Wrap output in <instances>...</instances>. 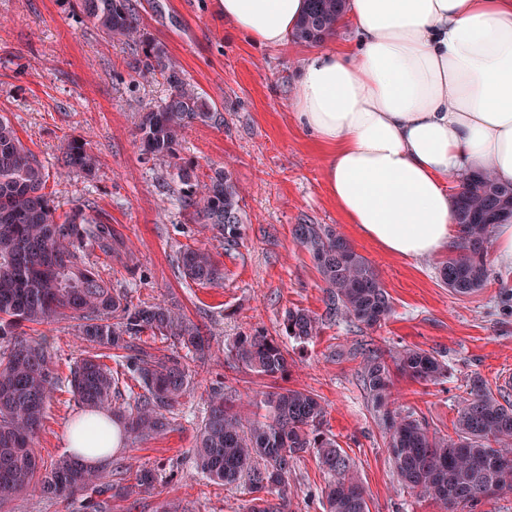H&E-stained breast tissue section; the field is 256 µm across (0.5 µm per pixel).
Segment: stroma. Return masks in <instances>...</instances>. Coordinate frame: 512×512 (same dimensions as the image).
<instances>
[{
  "label": "stroma",
  "instance_id": "obj_1",
  "mask_svg": "<svg viewBox=\"0 0 512 512\" xmlns=\"http://www.w3.org/2000/svg\"><path fill=\"white\" fill-rule=\"evenodd\" d=\"M142 31L166 46L169 58L208 98L222 124H194L177 159L146 158L136 135V113L168 93L162 77L136 79V57L125 43L100 33L78 0H0V115L43 163L47 188L60 211L84 206L115 236L112 253L88 246L85 261L133 302L180 307L202 325L210 344L205 363H190L194 388L171 415L165 434L116 451L136 467L159 470L162 482L135 500L101 497L105 512H249L242 485L217 486L194 469L192 448L206 413L211 384L225 383L251 410L268 378L230 367L225 347L239 334L262 330L282 339L288 371L278 384L316 394L327 407V428L353 460L370 512H440L417 498L393 468L360 380L368 348H418L444 360L437 382L393 379L397 405L441 434H453L457 406L471 377L512 399L499 381L512 369V268L488 253L490 276L478 292L460 297L440 276L447 255L421 261L391 256L345 223L323 178L324 153L296 120L290 99L312 44L255 43L224 23L215 0H136ZM80 139L97 157L95 173L62 174V156ZM204 176L229 170L243 209V240L225 252L208 224L191 223L178 205L176 163ZM330 224L379 272L393 305L391 316L369 328L325 324L300 345L282 334L287 309L323 312L324 283L311 255L292 235L297 224ZM188 246L212 251L223 285L185 282L177 257ZM78 322L60 318L27 327V337L54 352L59 384L48 404L35 451L44 462L67 453L66 426L82 410L64 382L83 346ZM328 479L313 453L290 476L295 512H322L318 493Z\"/></svg>",
  "mask_w": 512,
  "mask_h": 512
}]
</instances>
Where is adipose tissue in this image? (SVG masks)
Segmentation results:
<instances>
[{
	"mask_svg": "<svg viewBox=\"0 0 512 512\" xmlns=\"http://www.w3.org/2000/svg\"><path fill=\"white\" fill-rule=\"evenodd\" d=\"M252 41L287 42L306 0H216ZM353 40L306 55L290 105L324 148V180L346 223L407 260L449 251V182L490 172L512 183V0H348L336 23ZM97 417L67 426L84 464Z\"/></svg>",
	"mask_w": 512,
	"mask_h": 512,
	"instance_id": "1",
	"label": "adipose tissue"
}]
</instances>
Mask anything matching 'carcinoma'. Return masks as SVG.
Returning a JSON list of instances; mask_svg holds the SVG:
<instances>
[{
    "instance_id": "obj_1",
    "label": "carcinoma",
    "mask_w": 512,
    "mask_h": 512,
    "mask_svg": "<svg viewBox=\"0 0 512 512\" xmlns=\"http://www.w3.org/2000/svg\"><path fill=\"white\" fill-rule=\"evenodd\" d=\"M345 0H307L294 38L321 43L336 32ZM86 18L102 34L142 45L134 72L142 80L161 75L168 95L156 108L139 112L135 128L145 154L177 157L186 131L195 123L219 125L222 116L176 69L164 45L147 42L133 0H81ZM65 167L90 173L95 157L85 144L71 141ZM183 188L178 200L195 224H210L224 234L230 251L243 238L240 197L232 174L220 169L204 181L195 169L179 165ZM454 195L459 226L454 255L440 270L443 283L459 296L474 294L488 280L487 254L492 229L504 213L512 214V184L485 173L463 177ZM46 174L36 155L22 142L10 121L0 115V505L37 489L47 497L84 496V508L102 512L101 496L113 489L108 475L91 470L73 454L50 465L34 450L47 404L56 389L47 343L24 337L26 323L59 317L80 320L77 338L88 344L70 367V392L87 413L103 412L117 426V446L141 442L170 428L167 414L191 391L188 362H204L209 341L202 328L180 310L165 304L128 300L83 264L89 242L112 251V229L79 205L58 213L45 192ZM296 242L312 255L324 283L323 314L294 307L285 312L284 335L305 343L326 323L357 321L373 328L392 313L390 297L372 264L328 224H295ZM181 277L198 285L224 282V268L206 248L180 252ZM170 340L177 351L159 354L143 337ZM233 365L276 379L288 360L278 340L261 330L239 335L226 348ZM122 359L124 372L141 392L119 402V372L105 360ZM417 382H435L448 365L421 349L378 348L364 353L360 372L375 420L381 427L399 479L418 496L458 512L485 499L487 488L512 492V402L501 400L475 377L459 403L454 435L432 433L414 413L394 406V374ZM264 413H244L236 396L219 384L208 392L205 419L193 448L196 472L220 485L244 483L252 494L250 512H293L288 477L301 454L316 453L329 480L321 490L323 512H369L364 490L336 438L324 430L327 409L314 395L296 389L266 392ZM133 489H154L157 473L123 468Z\"/></svg>"
}]
</instances>
